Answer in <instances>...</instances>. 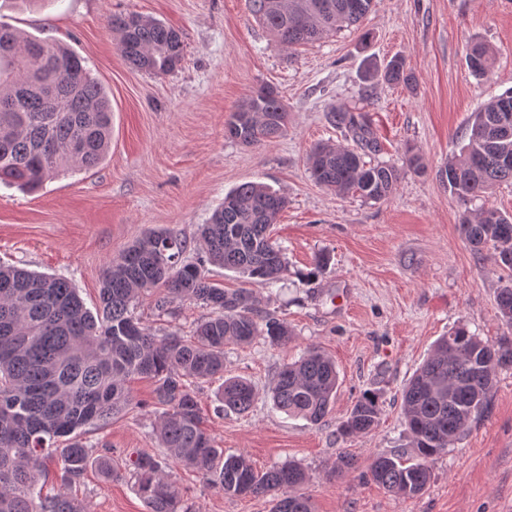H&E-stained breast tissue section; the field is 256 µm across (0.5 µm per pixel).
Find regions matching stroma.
Returning <instances> with one entry per match:
<instances>
[{
  "label": "stroma",
  "mask_w": 512,
  "mask_h": 512,
  "mask_svg": "<svg viewBox=\"0 0 512 512\" xmlns=\"http://www.w3.org/2000/svg\"><path fill=\"white\" fill-rule=\"evenodd\" d=\"M129 11L181 32L184 55L174 71L156 77L124 60L107 20ZM0 16L69 45L112 103L102 164L48 180L34 194L0 184V263L64 277L92 309L108 263L145 232L181 233L195 256L197 228L225 194L245 182L267 184L288 199L274 226L288 274L276 287L251 289L293 336L278 348L260 338L225 347V374L249 379L257 401L247 415H222L217 382L198 387L217 446L247 453L262 469L301 465L315 512H512V368L497 375L490 413L472 419L436 459L424 494L403 499L367 476L376 454H400L408 444L401 392L434 341L460 324L493 342L506 332L496 294L511 274L465 240L463 206L441 171L467 144L473 113L512 89V0H375L359 27L292 49L256 20L249 0H12ZM474 41L493 51L488 78L467 66ZM395 56L404 58L410 84L376 78ZM264 85L288 107L287 132L252 147L228 139L229 116ZM333 105L365 114L381 146L376 161L400 169L388 199L342 196L311 178L307 157L316 144L354 145L327 120ZM410 154L420 169L407 166ZM323 251L331 263L317 274ZM136 313L155 332L187 336L203 310L177 302L160 317L145 299ZM309 346L335 360L340 378L334 409L318 425L274 410L266 397L283 364ZM130 387L129 410L84 435L115 461L112 478L91 467L69 486L85 512H147L129 468L136 453L154 450L158 408L150 380L134 378ZM368 390L382 395L378 427L343 437L341 420ZM342 452L355 465L340 473ZM163 473L191 512L272 507L267 496H224L172 462Z\"/></svg>",
  "instance_id": "1"
}]
</instances>
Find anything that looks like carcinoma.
<instances>
[{"label": "carcinoma", "mask_w": 512, "mask_h": 512, "mask_svg": "<svg viewBox=\"0 0 512 512\" xmlns=\"http://www.w3.org/2000/svg\"><path fill=\"white\" fill-rule=\"evenodd\" d=\"M374 0H250L253 15L283 45L294 48L357 25ZM108 28L134 68L162 76L183 57L176 29L139 13L114 14ZM470 71L490 72L489 48L475 42L466 54ZM384 79L407 83L406 63L389 61ZM330 121L351 135L358 149L322 144L308 157V170L322 187L369 201L388 198L400 170L367 166L361 153L378 151L366 116L335 108ZM288 111L278 91L263 86L238 106L227 136L257 146L282 136ZM112 136V105L101 83L76 52L26 34L0 21V183L36 191L59 173L101 164ZM461 202L491 196L512 183V90L474 113L469 141L442 173ZM288 205L286 197L259 182H246L224 196L208 223L198 227L202 256L188 262L186 239L150 230L124 248L101 276L100 307L88 310L63 277L0 265V512H81L61 490L48 496L42 481L46 461L57 460L63 485L79 482L89 465L112 478V459L93 456L83 440L85 426L106 425L131 404L127 380H154L161 408L153 442L176 464L194 469L226 496H270L271 512H314L299 492L308 474L298 464L261 471L243 454L224 455L203 426L194 383L222 380L221 411L245 414L256 392L251 381L224 377V346L249 345L262 337L271 346L288 344L291 329L263 313L245 284L271 287L288 274L282 246L272 228ZM465 239L490 246L489 259L512 270V214L488 206L462 219ZM243 278L228 290L214 282L209 267ZM145 294L158 314L177 301L209 310L186 339L153 334L135 313ZM498 317L512 331V279L497 292ZM512 367V342H490L458 325L440 337L401 393L413 462L400 455L376 456L370 480L404 498L424 493L438 456L465 431L472 418L489 412L497 373ZM336 364L317 348L285 363L271 387L273 407L290 417L321 423L333 410ZM380 396L361 394L339 426L346 438L373 431ZM166 459L147 452L131 461L148 512H180L181 492L162 476Z\"/></svg>", "instance_id": "1"}]
</instances>
